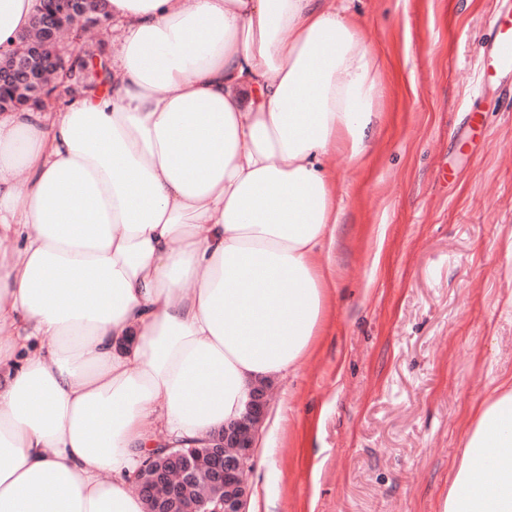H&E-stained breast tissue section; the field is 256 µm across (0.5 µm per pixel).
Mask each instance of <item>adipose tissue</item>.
<instances>
[{"label": "adipose tissue", "instance_id": "1", "mask_svg": "<svg viewBox=\"0 0 512 512\" xmlns=\"http://www.w3.org/2000/svg\"><path fill=\"white\" fill-rule=\"evenodd\" d=\"M40 0H0V56ZM112 85L0 113V512H145L163 445L240 420L310 357L343 198L384 117L336 0H107ZM45 337L46 351L30 352ZM442 512H512V380L463 435Z\"/></svg>", "mask_w": 512, "mask_h": 512}]
</instances>
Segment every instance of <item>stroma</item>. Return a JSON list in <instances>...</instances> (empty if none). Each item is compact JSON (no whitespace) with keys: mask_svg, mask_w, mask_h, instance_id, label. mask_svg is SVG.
<instances>
[{"mask_svg":"<svg viewBox=\"0 0 512 512\" xmlns=\"http://www.w3.org/2000/svg\"><path fill=\"white\" fill-rule=\"evenodd\" d=\"M512 0H352L386 95L344 206L328 325L269 386L248 485L269 512H440L463 431L512 377V94L483 79ZM490 139L474 148L465 118Z\"/></svg>","mask_w":512,"mask_h":512,"instance_id":"35a3bbf8","label":"stroma"}]
</instances>
